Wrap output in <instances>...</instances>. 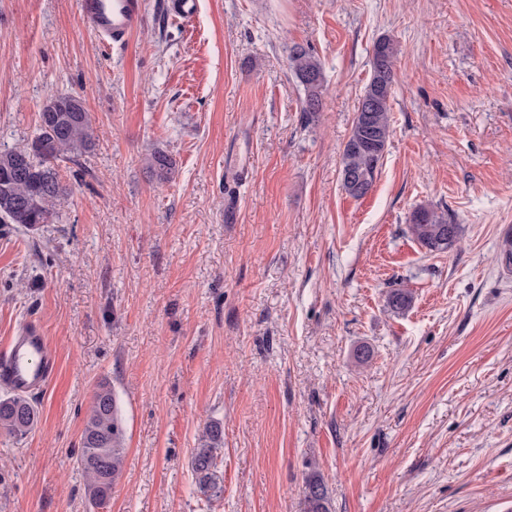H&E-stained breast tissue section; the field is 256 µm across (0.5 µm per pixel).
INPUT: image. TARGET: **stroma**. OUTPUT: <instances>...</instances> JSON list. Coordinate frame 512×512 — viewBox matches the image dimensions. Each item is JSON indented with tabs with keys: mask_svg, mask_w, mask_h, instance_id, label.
Instances as JSON below:
<instances>
[{
	"mask_svg": "<svg viewBox=\"0 0 512 512\" xmlns=\"http://www.w3.org/2000/svg\"><path fill=\"white\" fill-rule=\"evenodd\" d=\"M166 3L119 48L77 0H0V146L51 94L95 139L59 164L56 223L0 224V346L32 320L57 359L34 430L0 429V512H304L313 475L332 512H512V0ZM384 36L393 133L357 199L342 153ZM296 44L323 66L316 113ZM419 205L460 225L448 251L412 239ZM102 380L126 432L105 509L77 465ZM212 420L209 502L191 456ZM146 164L152 176L159 181L170 179L176 165L173 158L161 150L151 153ZM224 447V430L218 421L209 422L198 439L191 458L198 491L208 500L217 499L224 491L217 460Z\"/></svg>",
	"mask_w": 512,
	"mask_h": 512,
	"instance_id": "1",
	"label": "stroma"
}]
</instances>
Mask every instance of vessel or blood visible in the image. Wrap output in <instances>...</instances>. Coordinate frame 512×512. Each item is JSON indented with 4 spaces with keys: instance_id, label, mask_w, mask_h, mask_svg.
<instances>
[{
    "instance_id": "b4317fda",
    "label": "vessel or blood",
    "mask_w": 512,
    "mask_h": 512,
    "mask_svg": "<svg viewBox=\"0 0 512 512\" xmlns=\"http://www.w3.org/2000/svg\"><path fill=\"white\" fill-rule=\"evenodd\" d=\"M80 14L87 29L117 46L127 45L146 20L144 0H80ZM55 366L48 340L34 322L0 348V383L16 392L42 390Z\"/></svg>"
}]
</instances>
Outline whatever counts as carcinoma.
Here are the masks:
<instances>
[{
	"label": "carcinoma",
	"mask_w": 512,
	"mask_h": 512,
	"mask_svg": "<svg viewBox=\"0 0 512 512\" xmlns=\"http://www.w3.org/2000/svg\"><path fill=\"white\" fill-rule=\"evenodd\" d=\"M395 46L391 39L376 41L371 60V78L358 102L350 135L342 154V186L346 193L361 198L373 188L379 173L391 126V93L395 81ZM290 60L296 79L303 86V111H320L323 104L324 72L321 61L308 49L295 45ZM94 147L90 113L73 95L53 94L39 115L38 131L23 147L0 149V224H19L38 230L52 223L55 203L66 188L59 180L58 163ZM26 155L27 169L15 170L16 157ZM147 168L160 181L170 179L173 158L156 150L147 158ZM409 230L430 252H444L460 234V225L448 215L429 206H418L410 214ZM408 288H395L387 295V307L394 313L406 311L412 303ZM32 400L7 392L0 395V428L15 438H23L37 423ZM224 447V430L218 421L209 422L198 439L191 458L198 491L213 500L224 491L217 460ZM125 458V431L118 400L109 382L98 383L81 435L78 464L86 479L90 499L106 505L112 487L122 471ZM304 512H331L323 481L311 476L304 490Z\"/></svg>",
	"instance_id": "obj_1"
}]
</instances>
